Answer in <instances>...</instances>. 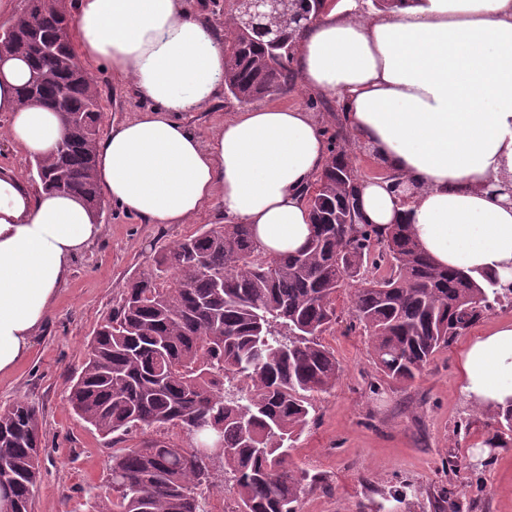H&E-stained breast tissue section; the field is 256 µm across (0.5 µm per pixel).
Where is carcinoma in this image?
<instances>
[{"mask_svg":"<svg viewBox=\"0 0 512 512\" xmlns=\"http://www.w3.org/2000/svg\"><path fill=\"white\" fill-rule=\"evenodd\" d=\"M20 0L0 42L20 46L29 77L21 102L57 111L76 131L34 158L30 176L77 196L99 213L94 178L102 121L99 91L75 71L64 0ZM224 92L241 105L294 81V54L269 58L265 44L224 11ZM35 31L43 49L28 48ZM341 126L329 159L306 190L312 235L294 254L271 256L246 224L202 228L161 249L155 269L131 278L94 331L68 401L87 424L120 439L133 428L179 427L192 440L160 439L112 452L111 494L94 512H210L202 486L224 463L236 487L227 512H295L316 478L290 463L309 424L314 395L342 375L322 336L336 323V294L355 288L349 316L370 336L373 361L393 384L419 377L431 358L496 305H512L497 277L441 268L408 224L383 234L361 223L357 175ZM497 440L512 439V405L495 416ZM39 411L22 401L0 409V493L14 512H35L40 478Z\"/></svg>","mask_w":512,"mask_h":512,"instance_id":"1","label":"carcinoma"}]
</instances>
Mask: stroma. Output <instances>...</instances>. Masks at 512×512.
<instances>
[{"label": "stroma", "instance_id": "1", "mask_svg": "<svg viewBox=\"0 0 512 512\" xmlns=\"http://www.w3.org/2000/svg\"><path fill=\"white\" fill-rule=\"evenodd\" d=\"M101 99L102 130L140 111L129 87L107 64L89 66ZM265 106L298 105L323 128L334 127L335 98L313 99L291 85L265 97ZM239 104L222 94L184 113L183 122L208 136ZM100 237L72 261L49 318L32 340L28 356L0 373V407L23 399L40 411L41 478L36 512H93L106 489L112 440L76 415L67 403L94 329L119 300L126 281L150 272L159 247L217 222L204 208L187 224H146L104 203ZM351 290L336 298L339 321L323 337L343 368L340 383L313 401L312 421L294 444V466L320 476L298 512H378L394 491L418 490L415 512H435L444 495L462 512H512V441L491 443L495 409L480 408L459 390L464 346L500 324L512 322V306L488 311L448 347L435 353L420 378L407 386L387 382L373 363L368 336L348 327Z\"/></svg>", "mask_w": 512, "mask_h": 512}]
</instances>
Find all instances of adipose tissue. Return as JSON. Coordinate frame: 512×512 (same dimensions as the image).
Masks as SVG:
<instances>
[{
    "mask_svg": "<svg viewBox=\"0 0 512 512\" xmlns=\"http://www.w3.org/2000/svg\"><path fill=\"white\" fill-rule=\"evenodd\" d=\"M79 62L109 65L147 103L96 147L105 198L148 224H185L212 206L250 225L266 253L299 250L311 232L304 190L323 168L320 122L299 106L235 113L208 138L182 113L224 84V34L184 0H78ZM302 89L337 97L341 118L378 176L358 184L363 223L407 224L439 266L512 284V0H404L363 11L342 0L295 48ZM28 78L0 62V112L27 155L66 134L58 113L21 106ZM100 233L77 197L0 172V373L24 360L72 260ZM461 390L480 407L512 405V323L469 341Z\"/></svg>",
    "mask_w": 512,
    "mask_h": 512,
    "instance_id": "obj_1",
    "label": "adipose tissue"
}]
</instances>
